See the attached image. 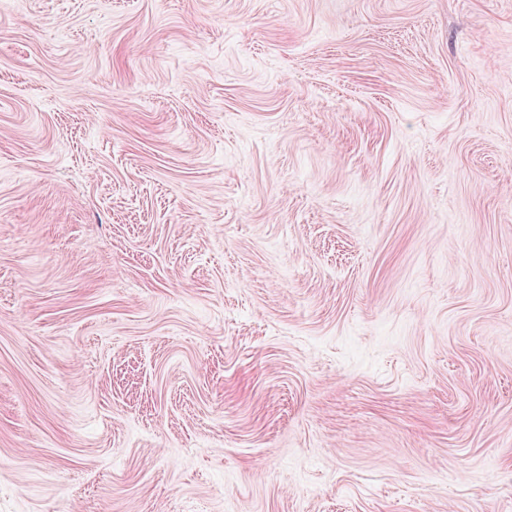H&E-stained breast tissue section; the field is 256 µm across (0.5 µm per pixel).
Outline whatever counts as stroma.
Wrapping results in <instances>:
<instances>
[{"label": "stroma", "instance_id": "35a3bbf8", "mask_svg": "<svg viewBox=\"0 0 512 512\" xmlns=\"http://www.w3.org/2000/svg\"><path fill=\"white\" fill-rule=\"evenodd\" d=\"M0 512H512V0H0Z\"/></svg>", "mask_w": 512, "mask_h": 512}]
</instances>
